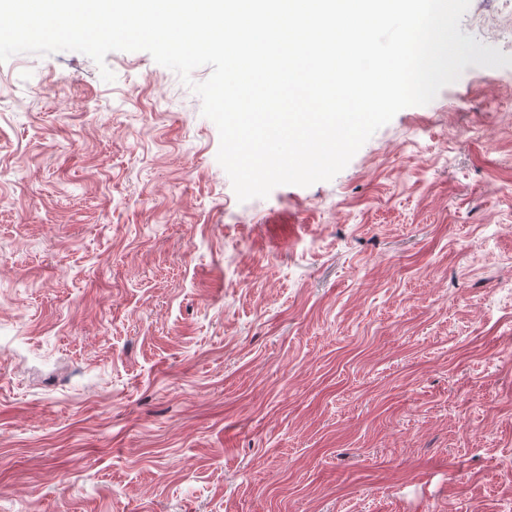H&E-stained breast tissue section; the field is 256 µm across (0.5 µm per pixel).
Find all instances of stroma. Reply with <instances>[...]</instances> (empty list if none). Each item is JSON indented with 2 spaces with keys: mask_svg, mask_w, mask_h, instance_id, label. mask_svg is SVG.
Masks as SVG:
<instances>
[{
  "mask_svg": "<svg viewBox=\"0 0 512 512\" xmlns=\"http://www.w3.org/2000/svg\"><path fill=\"white\" fill-rule=\"evenodd\" d=\"M105 63H0V512H512V66L242 203L210 67Z\"/></svg>",
  "mask_w": 512,
  "mask_h": 512,
  "instance_id": "1",
  "label": "stroma"
}]
</instances>
